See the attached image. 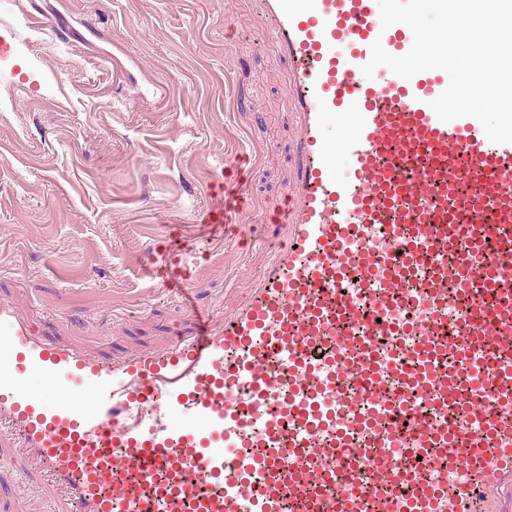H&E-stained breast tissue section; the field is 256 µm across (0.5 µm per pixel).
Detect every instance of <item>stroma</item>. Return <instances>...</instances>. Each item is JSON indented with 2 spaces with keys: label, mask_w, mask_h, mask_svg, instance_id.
Masks as SVG:
<instances>
[{
  "label": "stroma",
  "mask_w": 512,
  "mask_h": 512,
  "mask_svg": "<svg viewBox=\"0 0 512 512\" xmlns=\"http://www.w3.org/2000/svg\"><path fill=\"white\" fill-rule=\"evenodd\" d=\"M256 0H0V299L57 343L104 359L195 326L157 286L153 253L194 250L213 327L248 296L264 248L216 245L197 221L240 154L276 198L295 135L284 65ZM265 116L252 137L232 102ZM0 434V512H61Z\"/></svg>",
  "instance_id": "obj_1"
}]
</instances>
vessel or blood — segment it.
<instances>
[{
    "label": "vessel or blood",
    "mask_w": 512,
    "mask_h": 512,
    "mask_svg": "<svg viewBox=\"0 0 512 512\" xmlns=\"http://www.w3.org/2000/svg\"><path fill=\"white\" fill-rule=\"evenodd\" d=\"M259 10L296 135L253 292L213 330L188 257L155 255L197 328L114 363L0 300V428L67 512H512V143L437 117L444 71L363 75L413 43L376 0ZM254 177L203 223H242Z\"/></svg>",
    "instance_id": "obj_1"
}]
</instances>
